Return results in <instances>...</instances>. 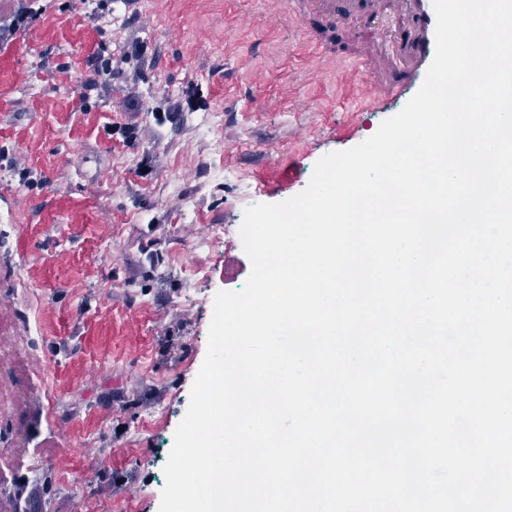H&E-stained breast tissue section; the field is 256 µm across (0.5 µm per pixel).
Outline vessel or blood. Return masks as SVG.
<instances>
[{
  "instance_id": "vessel-or-blood-1",
  "label": "vessel or blood",
  "mask_w": 512,
  "mask_h": 512,
  "mask_svg": "<svg viewBox=\"0 0 512 512\" xmlns=\"http://www.w3.org/2000/svg\"><path fill=\"white\" fill-rule=\"evenodd\" d=\"M288 14L323 53H333V31L357 38L367 81L376 96L421 86L435 54L432 0H288ZM393 17L391 30L381 21Z\"/></svg>"
}]
</instances>
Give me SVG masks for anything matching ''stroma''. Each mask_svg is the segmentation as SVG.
<instances>
[{
    "mask_svg": "<svg viewBox=\"0 0 512 512\" xmlns=\"http://www.w3.org/2000/svg\"><path fill=\"white\" fill-rule=\"evenodd\" d=\"M34 4L0 54V478L50 475L51 512H159L213 298L252 269L213 225L299 194L410 96L375 98L353 40L322 56L284 0ZM104 53V48L100 46L87 55L86 62L92 76L86 80L85 85L98 83L100 77L112 74V57H105Z\"/></svg>",
    "mask_w": 512,
    "mask_h": 512,
    "instance_id": "35a3bbf8",
    "label": "stroma"
}]
</instances>
